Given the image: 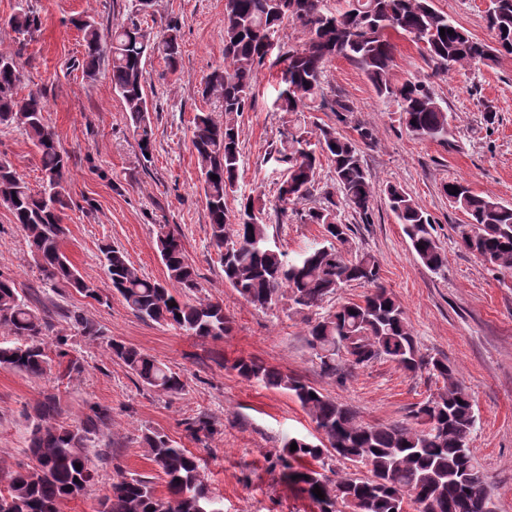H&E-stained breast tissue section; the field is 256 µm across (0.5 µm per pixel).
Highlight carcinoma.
I'll return each mask as SVG.
<instances>
[{"mask_svg": "<svg viewBox=\"0 0 512 512\" xmlns=\"http://www.w3.org/2000/svg\"><path fill=\"white\" fill-rule=\"evenodd\" d=\"M145 6L150 8L152 3L143 6L131 0L127 18L106 34L90 16L76 22L82 33V72L93 79L102 64L110 67L112 87L133 119L143 156L152 149L145 60L157 54L175 70L181 58L178 21L167 20L157 35L142 27ZM484 20L494 39L491 46L436 10L433 0H337L334 8L328 0H224V66L207 76L202 91L220 100L224 118L196 113L191 135L211 243L224 281L258 309L271 308L286 293L298 312L320 308L348 283L363 284L368 291L361 300L345 302L308 322L307 342L322 371L336 374V358L344 352L353 368L385 359L411 373L427 369L444 383L443 391L416 406L412 423L373 427L362 424L349 406L298 378L256 358L235 360L232 368L238 376L267 389L290 392L315 423L318 442L305 437L286 439L275 464L288 470V476H297L293 484L318 506V512H398L404 504L413 512L494 510L482 465L470 445L477 422L471 394L447 361L421 354L403 307L381 281L375 257L349 256L352 229L341 221L338 211L349 208L368 216L375 192L356 141L328 124L309 128L300 123L279 141L274 160L287 165L277 188L278 201L284 204L281 211L318 191L320 157L330 162L334 181V190L324 192V205L304 215V222L323 226L324 241L290 256L270 237L255 198L239 186L237 117L252 106L256 74L270 53L265 39L287 22L301 28L304 40L278 55L284 67L275 110L296 114L326 109L337 121H344L351 108L341 99H326L322 90L326 63L340 55L361 68L379 97L397 103L412 136L446 142L448 111L430 86L418 79L392 81L395 46L391 38L412 37L437 75L455 66L512 56V0H490ZM9 25L14 33L31 36L40 29L41 20L34 11L22 9ZM442 28L447 31L443 36ZM23 79L17 59L0 54V126L24 130L39 154L42 183L32 188L10 163L0 161V206L25 232L27 248L45 285L94 296L95 289L62 251L67 235L61 211L66 206L68 157L46 118L43 91L31 89L18 99ZM213 174L218 179H211ZM452 186L459 193L451 194ZM443 192L468 217V223L459 226L461 245L494 270H512V205L481 196L459 180L443 185ZM385 193L421 262L434 272L447 267L430 215L400 187L388 185ZM231 194L240 198L234 213L226 206ZM157 248L166 267L165 281L139 274L119 248L110 244L102 248L106 276L127 308L144 321L171 325L199 338L229 335L232 320L224 313V301L187 299V294L198 292L199 284L175 231H160ZM173 285L181 289L180 295L173 293ZM69 319L82 336L94 340L101 335V329L81 313L74 312ZM45 328L38 302L22 295L13 278L0 274V331L18 339L12 346L0 345V366L31 378L45 374L49 367L42 340ZM107 347L110 356L120 360L143 386L170 397L184 391L182 375L151 355L114 339ZM54 348L57 357L68 359L63 376L80 372V364L69 358L68 337H56ZM60 417L59 399L46 396L30 430L32 463L16 470L0 464V512H60L63 502L87 492L96 474L93 460H107V452L99 449V433L110 414L92 406L78 426ZM184 425L196 437L214 433L201 416L185 420ZM142 442L149 460L164 476L167 495H156L153 483L143 477H123L112 483L99 512H223L197 456L174 446L159 432L143 433ZM293 443L295 451L290 450ZM332 457L366 468L368 476L332 479L312 467L292 466ZM316 486L324 493L321 499L313 494Z\"/></svg>", "mask_w": 512, "mask_h": 512, "instance_id": "1", "label": "carcinoma"}]
</instances>
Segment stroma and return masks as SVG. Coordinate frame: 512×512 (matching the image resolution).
I'll return each instance as SVG.
<instances>
[{
    "instance_id": "35a3bbf8",
    "label": "stroma",
    "mask_w": 512,
    "mask_h": 512,
    "mask_svg": "<svg viewBox=\"0 0 512 512\" xmlns=\"http://www.w3.org/2000/svg\"><path fill=\"white\" fill-rule=\"evenodd\" d=\"M489 0H433L473 37L490 41L484 22ZM130 0H0V54L17 56L26 95L46 94L49 123L69 157L67 205L61 213L68 229L62 249L96 297L72 289L44 288L39 269L25 243V233L0 208V273L12 277L25 294L39 298L49 311L43 341L69 336L70 356L82 371L71 378L58 369L28 378L0 367V462L15 468L29 464L28 418L45 395H57L67 424H80L90 405L108 408L112 421L103 433L108 463L100 465L85 497L65 501L61 512H94L114 481L135 474L165 494L142 443L145 430L165 434L178 447L199 457L205 475L223 502L224 512H314L313 503L293 488L273 455L286 438L313 437L315 425L296 399L239 377L232 365L256 357L288 375L301 378L336 402L348 405L361 423L381 426L409 421L416 405L437 394L443 382L428 371L410 373L378 360L364 368L340 364L336 375L322 372L307 343L306 314L280 301L268 310L246 302L224 281L210 243L204 194L191 146L195 113L219 109L203 97L206 77L224 64V0H154L142 22L177 19L181 26V60L170 70L158 56L144 65L149 121L153 129L150 159H143L138 136L108 72L84 77L77 62L82 41L74 18L90 14L101 30L122 22ZM23 8L36 11L39 31L24 37L10 31V17ZM393 81H428L436 100L447 108V142L420 140L399 120L396 103L379 98L364 73L338 56L326 67L327 97L351 107L348 121L333 113H306L307 122L337 125L356 138V125L371 127L375 138L360 144L364 166L375 187L370 221L352 210L342 219L354 230L356 252L374 256L383 283L405 309L423 354L454 365L474 400L477 424L471 446L483 466L495 512H512V271H493L465 250L457 227L466 215L442 191L451 180L466 181L476 193L512 204V56L476 63L433 76L432 67L410 38L397 35ZM276 68H262L254 83L255 105L238 118L239 184L264 212L271 238L288 253L322 241L318 224L301 216L318 206V198L301 200L280 213L276 184L283 171L269 152L291 125L287 113L274 111ZM9 161L30 186L41 181L39 155L22 129L0 126V160ZM403 188L434 220V236L448 258L444 271L428 269L412 251L388 206L386 186ZM181 236L200 284V297L218 298L233 320L230 335L202 339L177 328L137 318L114 293L102 269L100 249L109 244L124 251L142 274L165 279L157 249L160 226ZM77 311L102 330L97 340L82 336L68 320ZM116 339L166 363L179 372L181 395L156 393L110 357ZM204 414L218 432L198 442L186 432L187 418Z\"/></svg>"
}]
</instances>
